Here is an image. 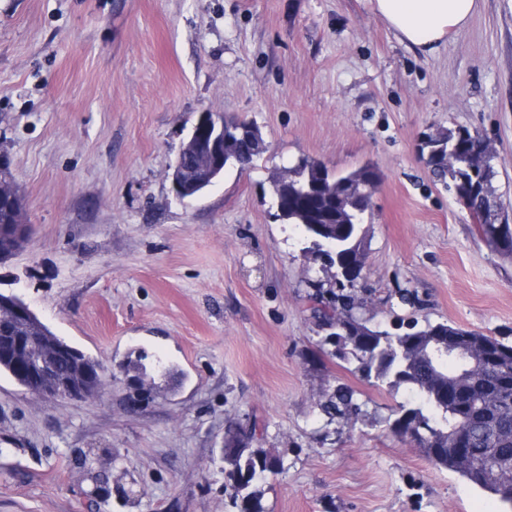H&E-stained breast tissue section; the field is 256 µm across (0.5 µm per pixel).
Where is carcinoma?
Segmentation results:
<instances>
[{
  "label": "carcinoma",
  "instance_id": "cac0c4a2",
  "mask_svg": "<svg viewBox=\"0 0 512 512\" xmlns=\"http://www.w3.org/2000/svg\"><path fill=\"white\" fill-rule=\"evenodd\" d=\"M433 137L436 143L454 149L458 167L471 164L474 141L482 139L478 132L462 138L459 129L445 126L437 127ZM302 162L303 166H291L281 173L290 187L288 215L283 222L301 229L308 243L306 249L311 251L329 240L339 255L337 260L332 256L328 259L335 268L338 291L317 284L316 292L310 295V317L324 332L322 344L332 347L328 354L357 363V369L368 378L374 375L391 387H407L420 403L404 410L390 428L397 429L403 421L418 422L422 435L416 438V445L434 467L454 472L512 506V345L428 317L400 324L398 332L371 325L357 283L366 256L363 227L379 174L370 164L344 175H332L319 161L304 158ZM426 165L434 181L447 188L455 185L453 172L434 157H428ZM494 175L490 161L478 170L482 195L477 201L465 202L474 220L482 215L491 220L498 213L499 200L492 189ZM476 230L498 254L512 258V224H478ZM441 332L465 336L468 345L487 343V372L475 381H453L448 372L454 365L443 358V374L435 376L426 347ZM318 406L329 423L354 422L361 412L355 390L344 384L323 393ZM450 431L463 436L464 447L479 451L483 456L480 464L460 466L451 451L433 458V448L425 435L435 436L434 444L446 448ZM226 436L237 442L238 452L224 459V473L228 481L243 485L234 505L239 512H264L256 485L277 473L282 461L269 467L272 455L252 447L254 435L249 429H229Z\"/></svg>",
  "mask_w": 512,
  "mask_h": 512
}]
</instances>
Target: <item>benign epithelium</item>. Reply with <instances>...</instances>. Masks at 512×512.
Instances as JSON below:
<instances>
[{"mask_svg":"<svg viewBox=\"0 0 512 512\" xmlns=\"http://www.w3.org/2000/svg\"><path fill=\"white\" fill-rule=\"evenodd\" d=\"M248 133L240 124L224 127L208 112L202 113L193 126L188 140L183 144L170 174L172 191L176 199L184 201L198 197L200 187L207 184L210 170L216 162L235 156L237 140ZM8 199L13 205L16 224L22 231L11 244L0 243V262L14 256L30 243L21 192L13 180L8 156L0 151V200ZM39 318L27 303L16 294L0 293V325L3 323L36 324ZM458 339L448 338L441 343L437 353H445L459 367L460 375L478 377L482 372V360L470 348L457 346ZM77 351L63 339L47 342L29 330L25 336H16L10 346L0 344V359H10L16 375L24 381V387L32 393L70 401L96 399L105 384L106 370L100 362L90 366L78 364L68 373L59 371L58 365L67 355Z\"/></svg>","mask_w":512,"mask_h":512,"instance_id":"1","label":"benign epithelium"}]
</instances>
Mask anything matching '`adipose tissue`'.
Listing matches in <instances>:
<instances>
[{
	"label": "adipose tissue",
	"mask_w": 512,
	"mask_h": 512,
	"mask_svg": "<svg viewBox=\"0 0 512 512\" xmlns=\"http://www.w3.org/2000/svg\"><path fill=\"white\" fill-rule=\"evenodd\" d=\"M370 4L401 43L429 54L468 24L478 0H370Z\"/></svg>",
	"instance_id": "obj_1"
}]
</instances>
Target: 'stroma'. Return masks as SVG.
Instances as JSON below:
<instances>
[{"label": "stroma", "mask_w": 512, "mask_h": 512, "mask_svg": "<svg viewBox=\"0 0 512 512\" xmlns=\"http://www.w3.org/2000/svg\"><path fill=\"white\" fill-rule=\"evenodd\" d=\"M204 112L253 122L268 149L183 203L169 168ZM439 126L483 132L512 205V0H479L430 54L369 0H0V150L31 226L0 292L112 373L88 402L0 373V512H237L224 433L252 424L283 462L266 512H503L388 429L407 388L324 353L323 273L274 217L271 176L299 158L375 166L358 283L373 324L426 316L512 343V260L420 153ZM141 351L178 367L176 388L130 386ZM339 383L356 423L317 406Z\"/></svg>", "instance_id": "35a3bbf8"}]
</instances>
